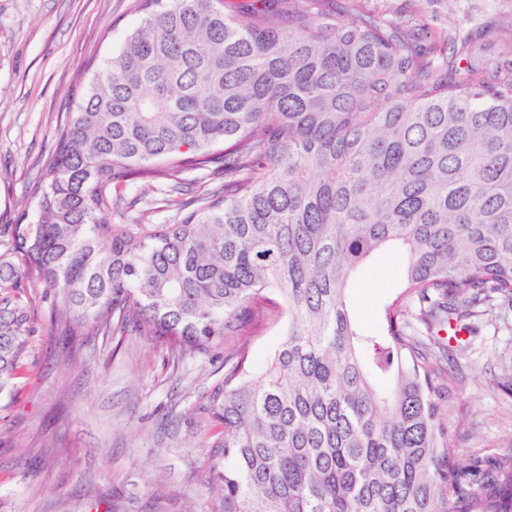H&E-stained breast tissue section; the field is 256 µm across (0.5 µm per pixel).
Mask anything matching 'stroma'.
<instances>
[{
    "mask_svg": "<svg viewBox=\"0 0 512 512\" xmlns=\"http://www.w3.org/2000/svg\"><path fill=\"white\" fill-rule=\"evenodd\" d=\"M396 20L413 10L432 33L495 27L512 0H360ZM140 22L130 0H0V225L15 223L39 162L89 58L104 60ZM400 255L369 260L352 289L359 320L376 327L395 296ZM35 328L29 369L0 399V512H223L201 487L202 433L192 409L212 381L203 358L172 364L127 335L97 338L74 365L45 331V307L23 295ZM449 414L461 458L512 453V311L461 342Z\"/></svg>",
    "mask_w": 512,
    "mask_h": 512,
    "instance_id": "obj_1",
    "label": "stroma"
}]
</instances>
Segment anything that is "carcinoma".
<instances>
[{
  "label": "carcinoma",
  "mask_w": 512,
  "mask_h": 512,
  "mask_svg": "<svg viewBox=\"0 0 512 512\" xmlns=\"http://www.w3.org/2000/svg\"><path fill=\"white\" fill-rule=\"evenodd\" d=\"M334 0H132L0 225V289L47 305L76 354L133 333L224 373L195 412L201 485L224 512H512V455L463 460L441 333L512 308V16L492 55ZM218 164L219 191L181 198ZM170 184L172 224H114L133 180ZM400 251L386 329L348 285ZM287 318L272 355L251 343ZM0 296V395L30 356Z\"/></svg>",
  "instance_id": "obj_1"
}]
</instances>
